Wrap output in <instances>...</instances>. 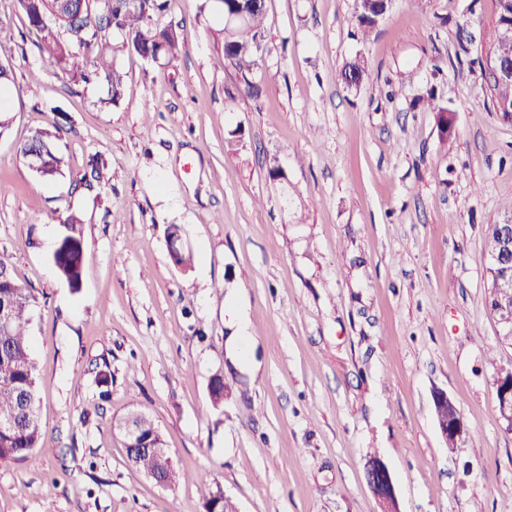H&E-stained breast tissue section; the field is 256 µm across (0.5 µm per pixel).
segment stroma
Returning <instances> with one entry per match:
<instances>
[{"mask_svg":"<svg viewBox=\"0 0 512 512\" xmlns=\"http://www.w3.org/2000/svg\"><path fill=\"white\" fill-rule=\"evenodd\" d=\"M267 5L258 95L215 64L220 0H170L152 23L179 28L185 50L153 64L118 53L113 105L105 84L49 72L16 0H0L14 75L0 89V255L37 298L47 430L45 447L0 464V512H205L218 488L240 512H382L372 455L400 512H512L495 390L512 341L486 306L484 249L512 201V122L481 65L498 0H394L366 42L357 0ZM359 56L372 78L351 88L342 71ZM55 123L64 164L45 179L17 147ZM66 213L88 256L77 291L51 262ZM174 228L192 268L169 254ZM232 288L253 378L224 351ZM437 390L467 424L453 446ZM132 409L161 429L185 476L175 488L128 464L114 424ZM365 475L369 488L382 502L384 511L397 512V495L388 467L381 460L367 463Z\"/></svg>","mask_w":512,"mask_h":512,"instance_id":"1","label":"stroma"}]
</instances>
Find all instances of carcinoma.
<instances>
[{
	"label": "carcinoma",
	"instance_id": "cac0c4a2",
	"mask_svg": "<svg viewBox=\"0 0 512 512\" xmlns=\"http://www.w3.org/2000/svg\"><path fill=\"white\" fill-rule=\"evenodd\" d=\"M168 0H17L26 26L36 37V45L52 70L74 82H102L108 87V102L118 104L125 92L124 74L114 63V54L127 50L144 61H155L164 56L178 58L185 40L174 29H158L151 25L154 15L167 7ZM224 13L223 54L218 57L222 67L233 68L245 92L255 89L254 72L263 54L266 0H222ZM55 12L57 24L40 25V17ZM244 13L238 23L229 17ZM383 13L378 0H362L358 22L363 37H368ZM113 30L122 35L116 45L110 43L104 31ZM489 51L506 60H512V39H505L495 29L487 45ZM94 54L91 67L78 62L80 52ZM352 75L357 84L370 80L371 73L365 61L358 59L345 66L344 76ZM493 107L501 115L512 113V81L494 86ZM63 127L55 124L32 134L19 147L26 155L39 151L43 155L40 176L53 178L60 173L63 158L57 149ZM64 232L52 253V261L59 277L69 287L81 286L86 263L81 220L74 214L58 218ZM0 307L9 315L7 327H0V418L14 421L10 430H0V464L18 463L36 449L45 446L47 431L39 416L40 370L34 357L28 335V326L36 306V298L15 280L8 260L0 256ZM134 428L140 437L149 441L151 448L127 449L132 468L146 476L157 477L163 487L175 485L180 474L175 468L170 450L152 417L143 411H133L120 424L121 430ZM205 508L217 512H236L231 501H224L222 489L216 488L206 500Z\"/></svg>",
	"mask_w": 512,
	"mask_h": 512
}]
</instances>
